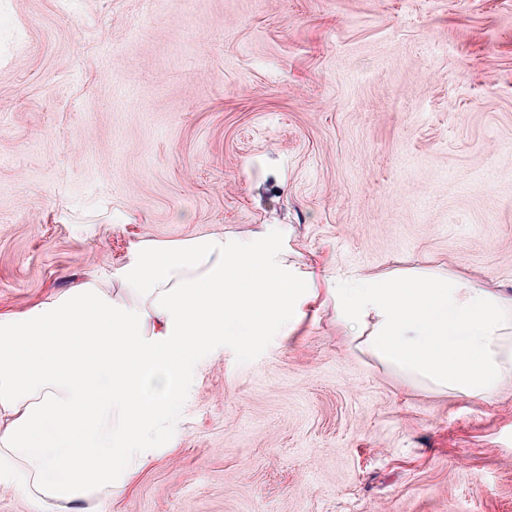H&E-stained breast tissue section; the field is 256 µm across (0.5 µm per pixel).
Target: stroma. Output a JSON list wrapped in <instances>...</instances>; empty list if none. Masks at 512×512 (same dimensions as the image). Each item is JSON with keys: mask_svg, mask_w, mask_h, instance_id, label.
<instances>
[{"mask_svg": "<svg viewBox=\"0 0 512 512\" xmlns=\"http://www.w3.org/2000/svg\"><path fill=\"white\" fill-rule=\"evenodd\" d=\"M512 292V0H0V313L143 242ZM99 512H512V378L382 363L330 306L189 363Z\"/></svg>", "mask_w": 512, "mask_h": 512, "instance_id": "1", "label": "stroma"}]
</instances>
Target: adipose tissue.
Segmentation results:
<instances>
[{
	"instance_id": "1",
	"label": "adipose tissue",
	"mask_w": 512,
	"mask_h": 512,
	"mask_svg": "<svg viewBox=\"0 0 512 512\" xmlns=\"http://www.w3.org/2000/svg\"><path fill=\"white\" fill-rule=\"evenodd\" d=\"M281 227L235 240L138 246L119 290L96 281L0 315V484L45 512H95L145 464L189 385L190 359L219 341L288 335L310 301L366 330L383 363L441 391L485 398L512 375V294L472 279L334 276L289 260Z\"/></svg>"
}]
</instances>
